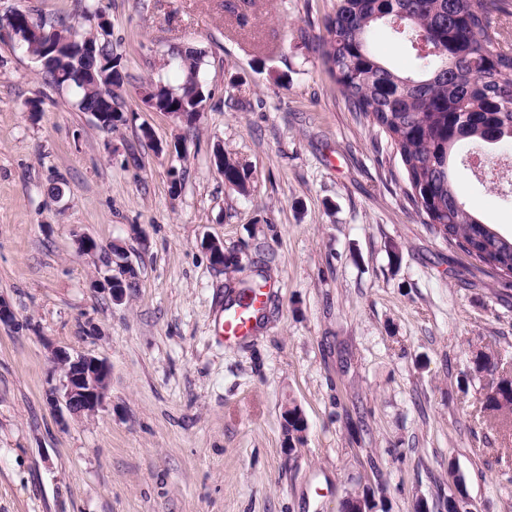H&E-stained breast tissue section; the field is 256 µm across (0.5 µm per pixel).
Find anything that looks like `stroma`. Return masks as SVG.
<instances>
[{
  "mask_svg": "<svg viewBox=\"0 0 512 512\" xmlns=\"http://www.w3.org/2000/svg\"><path fill=\"white\" fill-rule=\"evenodd\" d=\"M226 1L0 0L81 36L105 19L129 115L100 127L0 41V512H340L369 487L377 512H446L454 473L468 512H512V429L481 420L471 361L512 373V278L430 230L398 156L346 108L313 49L331 0H234L244 26ZM187 47L209 90L190 130L144 100ZM463 176L511 236V186ZM116 245L137 270L120 302L89 286L120 275ZM264 273L260 324L225 343L231 287ZM53 346L108 364L93 416L50 404ZM288 404L308 424L289 454Z\"/></svg>",
  "mask_w": 512,
  "mask_h": 512,
  "instance_id": "1",
  "label": "stroma"
}]
</instances>
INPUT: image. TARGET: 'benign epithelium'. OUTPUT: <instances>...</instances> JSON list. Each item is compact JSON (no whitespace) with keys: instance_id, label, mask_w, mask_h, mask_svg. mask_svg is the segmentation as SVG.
<instances>
[{"instance_id":"1","label":"benign epithelium","mask_w":512,"mask_h":512,"mask_svg":"<svg viewBox=\"0 0 512 512\" xmlns=\"http://www.w3.org/2000/svg\"><path fill=\"white\" fill-rule=\"evenodd\" d=\"M31 42H46V47L53 53L67 50L69 46L77 47L81 54L92 56L96 53L97 37L94 35L78 38L66 34L46 24L32 20L18 12L0 16V40L7 39L12 43H21L22 39ZM114 85L106 82L99 87L100 107L93 113L98 125L107 128L117 117H125V112L114 103ZM116 278L107 275L91 281L90 287L103 290L110 294L112 300L119 302L123 290L113 287ZM51 362L58 373L57 383L49 391L52 404L77 417L93 415L103 406L110 385V372L107 363L92 355L78 353L76 355L62 348L51 350ZM374 493L366 492V496H353L343 502L341 512H374L372 504Z\"/></svg>"}]
</instances>
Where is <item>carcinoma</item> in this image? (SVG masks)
I'll list each match as a JSON object with an SVG mask.
<instances>
[{
  "mask_svg": "<svg viewBox=\"0 0 512 512\" xmlns=\"http://www.w3.org/2000/svg\"><path fill=\"white\" fill-rule=\"evenodd\" d=\"M317 46L323 64L340 87L348 110L384 135L399 156L406 196L428 224L445 225L448 239L470 257L512 278V237L484 223L470 209L455 177L456 151L465 163L494 175L490 145L512 150V0H333ZM388 32L414 51L416 69L405 74L379 59L372 41ZM98 52L112 61V77L123 80L121 57L109 42ZM178 85L159 79L147 85L166 112H199L206 99L201 78L202 51L186 48L173 58ZM78 90L83 112L98 106L97 67L88 59L64 55L46 70ZM248 173L224 157V183L246 190ZM512 403V381L501 399L482 401L481 412L495 417L500 400Z\"/></svg>",
  "mask_w": 512,
  "mask_h": 512,
  "instance_id": "1",
  "label": "carcinoma"
}]
</instances>
